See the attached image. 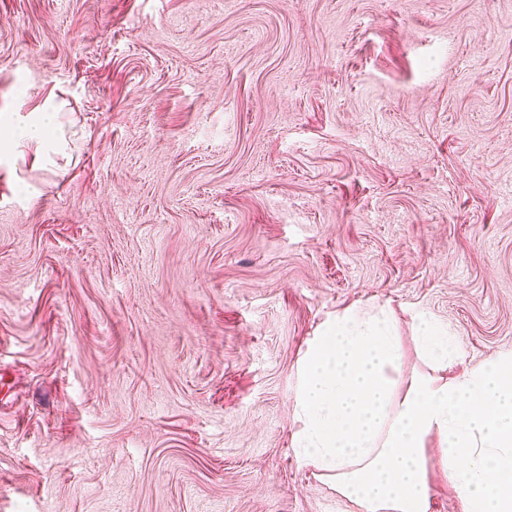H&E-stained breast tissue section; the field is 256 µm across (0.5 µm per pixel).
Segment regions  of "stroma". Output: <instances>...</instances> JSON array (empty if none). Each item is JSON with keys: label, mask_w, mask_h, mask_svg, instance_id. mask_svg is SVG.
I'll list each match as a JSON object with an SVG mask.
<instances>
[{"label": "stroma", "mask_w": 512, "mask_h": 512, "mask_svg": "<svg viewBox=\"0 0 512 512\" xmlns=\"http://www.w3.org/2000/svg\"><path fill=\"white\" fill-rule=\"evenodd\" d=\"M0 512H355L294 451L358 304L512 353V0H0ZM62 104L63 102L57 104L55 96L49 97L41 106L28 111L16 127L11 119L4 118L3 132L8 135L3 138V144L12 157L13 165L19 159H25L24 149L27 144H35V148L41 153L51 143L53 134L52 145L60 150L66 149V134L57 121L58 110ZM49 129L53 131L51 136L47 134Z\"/></svg>", "instance_id": "1"}]
</instances>
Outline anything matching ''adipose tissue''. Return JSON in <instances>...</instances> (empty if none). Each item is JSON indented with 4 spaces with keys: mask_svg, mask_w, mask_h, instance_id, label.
<instances>
[{
    "mask_svg": "<svg viewBox=\"0 0 512 512\" xmlns=\"http://www.w3.org/2000/svg\"><path fill=\"white\" fill-rule=\"evenodd\" d=\"M47 98L20 122L4 119L12 159L67 147ZM424 372L404 375L397 328L384 309L329 317L300 359L296 451L357 512H433L431 468L462 512H512V354L462 374L457 337L416 316Z\"/></svg>",
    "mask_w": 512,
    "mask_h": 512,
    "instance_id": "ef3b65f1",
    "label": "adipose tissue"
}]
</instances>
